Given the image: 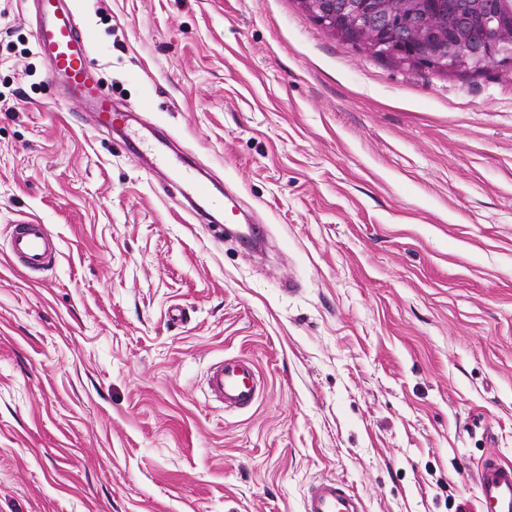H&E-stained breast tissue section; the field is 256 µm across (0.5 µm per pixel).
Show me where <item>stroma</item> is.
<instances>
[{
    "label": "stroma",
    "mask_w": 512,
    "mask_h": 512,
    "mask_svg": "<svg viewBox=\"0 0 512 512\" xmlns=\"http://www.w3.org/2000/svg\"><path fill=\"white\" fill-rule=\"evenodd\" d=\"M113 103L258 218L192 224L0 0V512H476L512 463V67L367 56L296 0H74ZM58 254L14 270L8 227ZM247 357L227 410L210 364ZM257 368L249 360L225 358L210 366L206 385L209 395L224 408H249L257 400ZM477 479L479 512H512V463L486 460ZM303 510L304 512H364V506L342 480L323 477L309 489Z\"/></svg>",
    "instance_id": "35a3bbf8"
}]
</instances>
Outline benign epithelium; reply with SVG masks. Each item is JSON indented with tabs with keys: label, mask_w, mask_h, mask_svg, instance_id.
Here are the masks:
<instances>
[{
	"label": "benign epithelium",
	"mask_w": 512,
	"mask_h": 512,
	"mask_svg": "<svg viewBox=\"0 0 512 512\" xmlns=\"http://www.w3.org/2000/svg\"><path fill=\"white\" fill-rule=\"evenodd\" d=\"M334 38L397 67L446 75L512 63V0H296Z\"/></svg>",
	"instance_id": "benign-epithelium-1"
}]
</instances>
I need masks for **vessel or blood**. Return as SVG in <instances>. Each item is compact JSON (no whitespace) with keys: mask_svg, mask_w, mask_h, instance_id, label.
<instances>
[{"mask_svg":"<svg viewBox=\"0 0 512 512\" xmlns=\"http://www.w3.org/2000/svg\"><path fill=\"white\" fill-rule=\"evenodd\" d=\"M40 21L36 29L39 54L56 73L63 75L72 92L78 93L87 108V120L97 129L114 128L122 112L112 98L94 82L89 70V51L74 10L66 0H38ZM125 143L149 161V172L174 175L183 196L198 197L214 210L224 207L198 169L187 164L166 138L146 141L134 128H127ZM58 253L56 241L43 225L25 221L14 225L11 235V266L38 272L47 267ZM257 368L249 360L227 358L210 366L206 385L209 395L227 408H248L255 404L258 388ZM479 512H512V463L495 459L484 461L477 472ZM304 512H364L362 501L345 483L324 477L308 491Z\"/></svg>","mask_w":512,"mask_h":512,"instance_id":"obj_1","label":"vessel or blood"}]
</instances>
